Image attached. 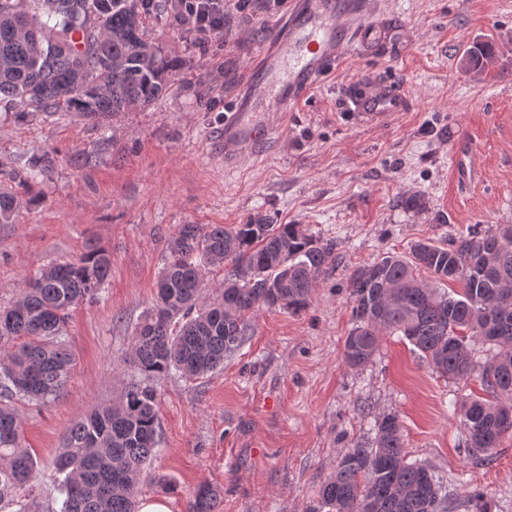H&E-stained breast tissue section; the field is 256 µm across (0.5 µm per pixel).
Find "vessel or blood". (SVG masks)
<instances>
[{
    "label": "vessel or blood",
    "mask_w": 512,
    "mask_h": 512,
    "mask_svg": "<svg viewBox=\"0 0 512 512\" xmlns=\"http://www.w3.org/2000/svg\"><path fill=\"white\" fill-rule=\"evenodd\" d=\"M374 0H284L211 142L232 175L279 142L289 112L335 72L342 57L377 32ZM359 123L379 126L408 105L393 81L371 79L343 96Z\"/></svg>",
    "instance_id": "obj_1"
}]
</instances>
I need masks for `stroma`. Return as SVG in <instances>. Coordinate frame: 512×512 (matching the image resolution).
Here are the masks:
<instances>
[{
    "label": "stroma",
    "mask_w": 512,
    "mask_h": 512,
    "mask_svg": "<svg viewBox=\"0 0 512 512\" xmlns=\"http://www.w3.org/2000/svg\"><path fill=\"white\" fill-rule=\"evenodd\" d=\"M381 37L349 51L333 77L289 113L279 143L234 177L213 156L212 131L266 38L274 0L224 11V32L197 43L172 11L149 38L188 60L148 105L101 123L74 112L18 119L0 104V184L44 155L51 171L19 187L14 223L0 224V305L53 262L98 246L112 257L103 298L80 303L67 326L75 365L48 405L16 401L26 444L48 470L71 423L116 399L125 359L153 305L182 224H239L252 216L303 224L336 249L310 304L263 307L222 371L158 385L160 453L140 496L187 512L192 492H220L217 512H307L347 448L370 443L397 414L409 461L443 478L448 512H512V437L492 456L468 452L451 399L487 391L478 377L441 376L404 337L381 336L371 362L350 367L349 276L419 241L438 245L473 225L512 224V0H379ZM494 60L464 72L470 47ZM372 77L402 85L408 109L381 127L357 122L343 87Z\"/></svg>",
    "instance_id": "35a3bbf8"
}]
</instances>
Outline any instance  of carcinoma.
<instances>
[{
	"label": "carcinoma",
	"mask_w": 512,
	"mask_h": 512,
	"mask_svg": "<svg viewBox=\"0 0 512 512\" xmlns=\"http://www.w3.org/2000/svg\"><path fill=\"white\" fill-rule=\"evenodd\" d=\"M147 0H0V102L35 112H78L90 119L144 106L187 64L149 41ZM491 47L473 46L477 70ZM49 162L33 158L12 173L20 184L45 177ZM20 201L0 188V224L13 223ZM336 243L303 224H183L170 242L171 261L156 300L139 326L130 362L137 379L110 405L76 419L53 465L59 512H137L139 484L159 452L156 383L175 372L198 378L224 368L249 318L263 306L299 311L330 269ZM231 259L224 293L199 304L204 275ZM106 250L42 268L18 298L0 308V512H37L30 494L37 461L23 445L11 400H56L70 378L67 345L72 308L100 299L110 275ZM424 268L433 281L420 279ZM355 327L344 343L347 364L371 361L383 334L405 337L437 372L458 381L481 372L489 400L460 402L467 447L490 456L505 431L499 413L512 409V225L474 229L442 246L419 242L411 260L387 254L349 279ZM495 348L478 367L469 341ZM443 481L408 461L398 416L381 418L372 443L350 448L318 491L310 512H447ZM217 489L199 487L188 512H216Z\"/></svg>",
	"instance_id": "1"
}]
</instances>
